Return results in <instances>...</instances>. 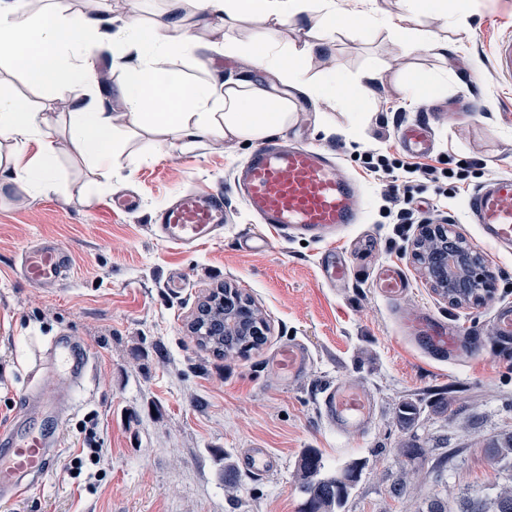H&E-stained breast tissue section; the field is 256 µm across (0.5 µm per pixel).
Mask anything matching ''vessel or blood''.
<instances>
[{"mask_svg": "<svg viewBox=\"0 0 512 512\" xmlns=\"http://www.w3.org/2000/svg\"><path fill=\"white\" fill-rule=\"evenodd\" d=\"M495 71L512 81V36L500 39L495 47ZM400 148L421 157L433 148L429 123L417 119L404 124L398 134ZM234 186L247 209L260 223L270 225L282 236L302 235L321 242L319 267L321 279L331 288H343L352 272L336 247L337 235L350 225L360 223L361 187L341 174L331 154L305 144L272 138L240 165L234 174ZM466 209L472 223L478 224L483 237L501 253L512 251V175H496L471 192ZM229 221L224 194L219 190L193 189L181 192L168 205L157 210L151 230L161 241L183 249L220 239ZM74 260L56 241L42 238L28 246L14 273L45 288H55L72 273ZM375 286L389 300L402 299L408 284L399 267L381 265ZM408 334L424 337L428 345L442 354L458 352L457 330L423 318L408 324ZM49 359L59 366L71 387H78L95 371L96 363L87 349L71 336L58 337L49 348ZM277 372L296 379L310 366L302 344L281 347L272 361ZM61 395L39 399L35 405L21 408L0 427V498L23 496L31 487V478H41L53 470L58 448L53 444L51 428L61 427L62 415L56 409ZM321 407L326 419L338 433L350 434L363 429L373 417V401L358 384L336 382L324 389ZM242 463L254 474H272L279 462L268 449H244Z\"/></svg>", "mask_w": 512, "mask_h": 512, "instance_id": "vessel-or-blood-1", "label": "vessel or blood"}]
</instances>
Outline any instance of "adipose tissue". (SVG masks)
<instances>
[{
	"instance_id": "adipose-tissue-1",
	"label": "adipose tissue",
	"mask_w": 512,
	"mask_h": 512,
	"mask_svg": "<svg viewBox=\"0 0 512 512\" xmlns=\"http://www.w3.org/2000/svg\"><path fill=\"white\" fill-rule=\"evenodd\" d=\"M403 11L390 22L394 46L410 53L424 48L447 49L431 31L418 27L419 17L468 16V0H402ZM315 10L316 24L335 31L350 16L370 20L368 10L340 9L336 0H171L172 18L130 21L115 35L116 43L142 41L147 51L141 69L129 72L123 87V108L118 112H92L84 97L95 84L89 49L97 37V22L82 12H55L33 18L19 0H0V60L8 61L30 83L51 87L66 95L75 107L69 117L67 140L93 167H101L111 152L119 130H144L158 138L162 149L186 151L203 139L259 143L287 130L295 117L292 89L310 98L335 102L337 107L364 111L379 78L370 66L356 76L336 75L315 80L308 75L313 44L278 46L265 42L252 50L253 68L272 76L271 83L240 79L222 85H201L182 80L167 70L168 59L190 47L195 27L221 22H250L266 32L294 25L300 15ZM0 138L16 145L11 183L26 195L57 183L61 175L52 166L57 151L56 132L42 113L24 98L0 94ZM37 142L34 157H26L30 142Z\"/></svg>"
}]
</instances>
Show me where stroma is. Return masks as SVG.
Here are the masks:
<instances>
[{
	"instance_id": "1",
	"label": "stroma",
	"mask_w": 512,
	"mask_h": 512,
	"mask_svg": "<svg viewBox=\"0 0 512 512\" xmlns=\"http://www.w3.org/2000/svg\"><path fill=\"white\" fill-rule=\"evenodd\" d=\"M464 28L439 16L425 29L448 41L447 52L394 48L380 26L350 25L316 52L309 74L353 75L378 64L380 78L370 104L349 112L298 95L289 136L337 157L341 171L363 187L361 223L343 232L337 246L352 271L348 287H327L319 274L322 246L297 238H273L263 253L237 246L255 220L237 195L233 175L253 147L211 139L190 151L166 152L151 136L116 135L112 178L76 152L53 158L62 181L23 196L0 185V425L8 423L32 390L69 389L64 376L41 360L53 337L79 338L97 359L93 377L73 390L60 431V457L43 482L0 512H303L298 460L317 449L328 475L353 460L365 467L339 512H427L432 497L456 508L460 496L491 498L512 485V471L488 452V442L512 434V346L495 336L494 314L512 306V253L485 243L468 223L465 198L494 174H512V84L493 70L496 41L512 33V0H470ZM164 0H127L125 11L101 5L107 36L90 53L96 65L113 56L112 85L94 88L85 103L93 111H121L125 79L121 59L139 52L135 43L113 45L111 34L130 15L150 20ZM168 67L199 84L250 74L246 57L215 51L173 55ZM437 81L424 102L410 105L402 87L414 75ZM0 91L29 100L65 133L71 102L51 88L30 86L10 64H0ZM432 127L435 147L426 165L438 183L411 184V224H396L382 209L385 178L368 172L366 153L402 158L397 127L417 118ZM463 168L459 184L449 170ZM220 190L229 211L221 239L185 251L157 240L150 230L156 210L188 188ZM455 188L448 199L442 192ZM125 191L141 200L132 214L107 204ZM440 224L460 235L485 259L494 297L457 306L436 292L413 256L422 225ZM50 235L74 258L69 279L42 288L16 277L23 250ZM397 263L408 282L405 298L389 302L374 288L377 269ZM179 287H172V280ZM249 294L268 325L267 341L247 356L219 359L201 348L188 325L199 305L224 282ZM479 334L467 359L440 358L407 324L423 315ZM303 343L312 355L304 380L272 370L275 352ZM336 380L360 383L370 392L375 415L361 434L336 433L321 414V389ZM419 409V420L399 422L401 404ZM104 441L102 475L93 489L77 485L64 469L79 452L77 424L86 415ZM262 444L280 460L276 474L255 475L237 466L241 449ZM449 462L442 470L433 463ZM234 465V489L224 482Z\"/></svg>"
}]
</instances>
